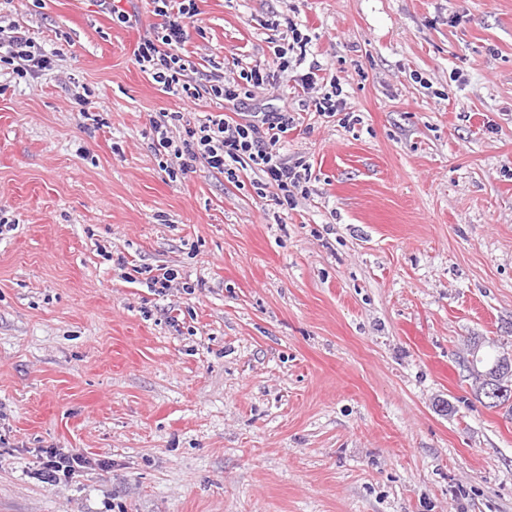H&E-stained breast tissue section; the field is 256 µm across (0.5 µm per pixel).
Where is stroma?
I'll return each instance as SVG.
<instances>
[{
    "mask_svg": "<svg viewBox=\"0 0 512 512\" xmlns=\"http://www.w3.org/2000/svg\"><path fill=\"white\" fill-rule=\"evenodd\" d=\"M197 6L187 80L261 65L298 120L294 207L155 150L224 104L141 70L150 0H0L51 60L0 62V512H512L466 363L512 355V0ZM334 82L352 120L313 108ZM45 448L90 465L41 483ZM287 27H288V30L291 32L293 44L292 45L288 44L287 48L279 47L280 49L275 51V57L277 59L276 62L278 63L277 66L280 68L281 72L288 71L290 67L292 70H293V67H295L297 69L305 62V59H306L305 47L308 44V41H307L308 39L303 36V34L301 33V31L299 30V28L297 26V23L290 20V21H288ZM294 44L299 45L300 53L295 57L294 65H292L291 63H293V61L290 60V58H288L286 56L290 50L294 51V48H295ZM303 47H304V53H303Z\"/></svg>",
    "mask_w": 512,
    "mask_h": 512,
    "instance_id": "35a3bbf8",
    "label": "stroma"
}]
</instances>
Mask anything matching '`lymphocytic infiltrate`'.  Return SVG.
Instances as JSON below:
<instances>
[{"mask_svg":"<svg viewBox=\"0 0 512 512\" xmlns=\"http://www.w3.org/2000/svg\"><path fill=\"white\" fill-rule=\"evenodd\" d=\"M151 3L162 23L134 51L141 69L163 88L181 92L191 100L206 93L223 101L225 107L223 113L204 116L197 126L186 129L180 139L173 137L171 129L176 113H159L151 122L158 151L177 159L204 160L211 169L231 178L236 177L244 161H251L267 185L280 191L281 203L294 205L296 193L310 172L303 158H288L279 149L280 142L295 128L294 117L284 111L266 112L257 119L237 120L231 116L241 103L244 85L261 87L267 83L268 73L256 65L241 69L235 77H217L202 89L192 85L186 78L191 64L181 48L187 41L190 21L197 14L196 0H151ZM1 46L6 47V61L13 64L19 76L36 74L50 65L47 55L36 50L33 39L21 32L1 37ZM87 465V459L80 455L50 448L45 452L38 477L43 483L56 486L72 480Z\"/></svg>","mask_w":512,"mask_h":512,"instance_id":"lymphocytic-infiltrate-1","label":"lymphocytic infiltrate"}]
</instances>
